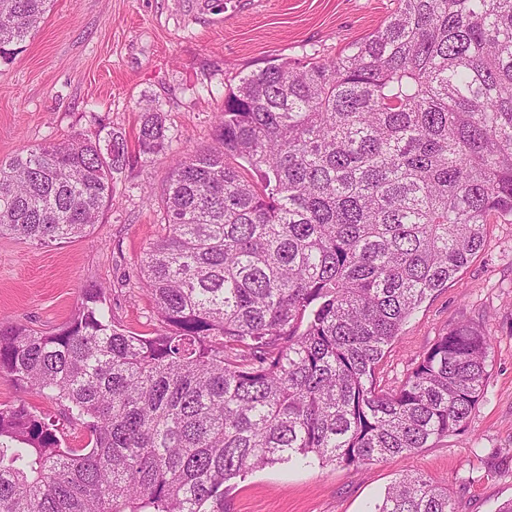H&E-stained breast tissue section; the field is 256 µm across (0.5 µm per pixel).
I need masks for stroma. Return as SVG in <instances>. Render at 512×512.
<instances>
[{
    "label": "stroma",
    "instance_id": "stroma-1",
    "mask_svg": "<svg viewBox=\"0 0 512 512\" xmlns=\"http://www.w3.org/2000/svg\"><path fill=\"white\" fill-rule=\"evenodd\" d=\"M396 0H53L39 30L0 61V159L25 145L106 124L130 163L87 236L40 247L0 236V318L61 326L90 282L112 317L147 334L160 325L140 263L162 233L159 200L184 149L213 144L214 115L236 76L269 62L335 56L395 9ZM163 112L170 150L142 158L143 107ZM469 321L494 337L486 396L464 433L411 457L358 467L278 464L249 474L227 512H368L402 471L446 482L458 512H497L512 499V217L488 225L484 248L405 324L381 374L396 385L447 328Z\"/></svg>",
    "mask_w": 512,
    "mask_h": 512
}]
</instances>
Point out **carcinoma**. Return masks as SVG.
<instances>
[{
    "mask_svg": "<svg viewBox=\"0 0 512 512\" xmlns=\"http://www.w3.org/2000/svg\"><path fill=\"white\" fill-rule=\"evenodd\" d=\"M52 0H0V59ZM139 153L171 140L147 108ZM215 145L176 159L142 284L161 325L112 320L81 289L52 333L0 322V374L86 431L0 405V512H224L269 465L406 458L463 431L494 337L458 323L398 385L379 374L404 324L512 216V0H398L328 59L245 74ZM124 139L91 133L0 161V235L67 243L95 228ZM374 512H457L407 471Z\"/></svg>",
    "mask_w": 512,
    "mask_h": 512,
    "instance_id": "cac0c4a2",
    "label": "carcinoma"
}]
</instances>
